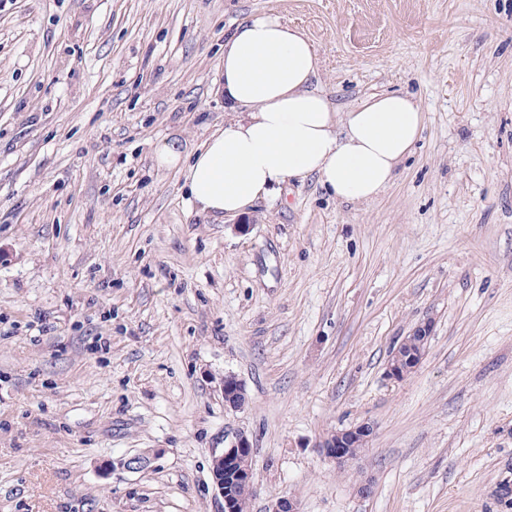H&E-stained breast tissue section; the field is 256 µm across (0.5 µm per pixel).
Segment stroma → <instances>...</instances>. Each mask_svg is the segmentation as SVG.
I'll use <instances>...</instances> for the list:
<instances>
[{
	"label": "stroma",
	"mask_w": 512,
	"mask_h": 512,
	"mask_svg": "<svg viewBox=\"0 0 512 512\" xmlns=\"http://www.w3.org/2000/svg\"><path fill=\"white\" fill-rule=\"evenodd\" d=\"M265 10L304 29L340 108L420 105L376 200L311 176L217 220L157 165L232 120L224 36ZM426 320L419 367L390 379ZM362 422L354 463L321 456ZM240 434L252 512H501L512 0H0V512H224L211 456ZM427 344L428 343H422L421 337L409 334L408 336H404L403 339L393 347L390 355L391 357H395L397 354H401V366L405 368L410 365V361L413 358L412 355L419 351L424 352L427 348ZM374 433V427L370 423H361L355 427H352L348 430H344L342 432H336L332 434L330 437L325 438L317 444V448H320V452L322 455L333 462L337 468L344 469L351 461L355 460L359 453L364 447H362L361 443H357L354 446V442H348V436L355 438L356 436H362L365 440L369 441V438ZM346 437V438H345ZM348 445L346 447L345 445ZM346 448H362L358 454H354L351 451H348Z\"/></svg>",
	"instance_id": "obj_1"
}]
</instances>
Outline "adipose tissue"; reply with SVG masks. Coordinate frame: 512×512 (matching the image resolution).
<instances>
[{
  "mask_svg": "<svg viewBox=\"0 0 512 512\" xmlns=\"http://www.w3.org/2000/svg\"><path fill=\"white\" fill-rule=\"evenodd\" d=\"M219 67L226 103L247 109V118L229 122L194 155L175 140L155 150L158 165L185 171L189 201L203 214H245L274 185L311 176L337 199L372 201L422 131L424 114L405 94H375L337 112L313 84L312 42L274 11L233 29Z\"/></svg>",
  "mask_w": 512,
  "mask_h": 512,
  "instance_id": "adipose-tissue-1",
  "label": "adipose tissue"
}]
</instances>
